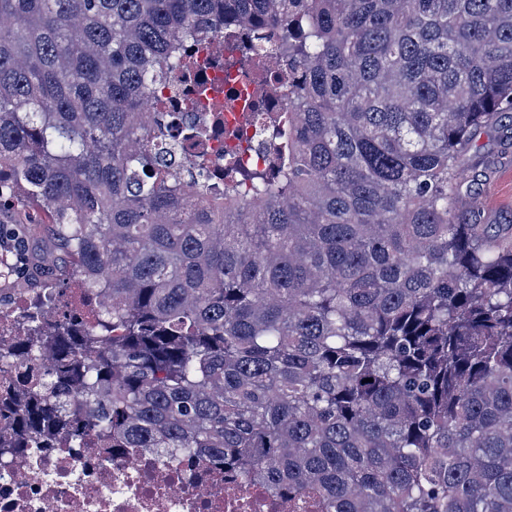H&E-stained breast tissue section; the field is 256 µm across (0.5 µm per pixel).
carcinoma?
I'll return each instance as SVG.
<instances>
[{
	"label": "carcinoma",
	"mask_w": 512,
	"mask_h": 512,
	"mask_svg": "<svg viewBox=\"0 0 512 512\" xmlns=\"http://www.w3.org/2000/svg\"><path fill=\"white\" fill-rule=\"evenodd\" d=\"M241 20L249 71L293 70L232 190L157 161L210 131L148 97ZM505 114L512 0H0V208L49 225L79 291L45 285L0 344V455L148 448L324 512H512V217L467 157Z\"/></svg>",
	"instance_id": "cac0c4a2"
}]
</instances>
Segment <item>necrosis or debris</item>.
Wrapping results in <instances>:
<instances>
[{"mask_svg":"<svg viewBox=\"0 0 512 512\" xmlns=\"http://www.w3.org/2000/svg\"><path fill=\"white\" fill-rule=\"evenodd\" d=\"M252 37L249 28L218 35L194 50V69L175 87L159 86V108L213 137L188 158L223 176L225 159L262 167L273 144L254 118L256 86L228 63ZM0 512H322L314 497L292 501L211 462L139 448L32 449L0 456Z\"/></svg>","mask_w":512,"mask_h":512,"instance_id":"1","label":"necrosis or debris"}]
</instances>
